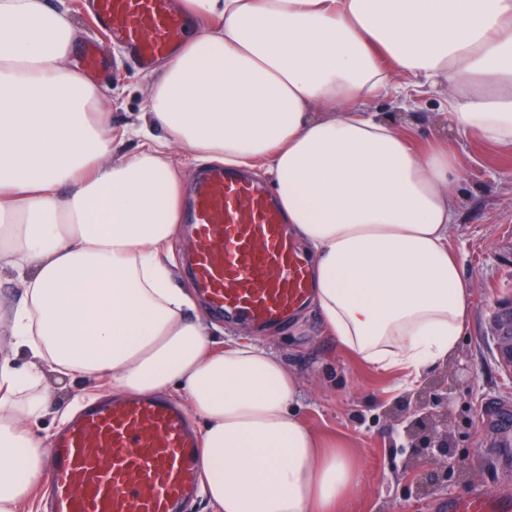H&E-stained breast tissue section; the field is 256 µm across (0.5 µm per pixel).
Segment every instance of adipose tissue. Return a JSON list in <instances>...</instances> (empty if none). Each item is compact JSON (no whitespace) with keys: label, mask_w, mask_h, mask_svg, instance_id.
<instances>
[{"label":"adipose tissue","mask_w":512,"mask_h":512,"mask_svg":"<svg viewBox=\"0 0 512 512\" xmlns=\"http://www.w3.org/2000/svg\"><path fill=\"white\" fill-rule=\"evenodd\" d=\"M176 8L210 24L148 75L145 120L122 131L139 149L116 162L106 95L71 63L69 14L0 0V269L22 292L0 325V512H23L46 471L32 426L51 403L48 367L118 396L184 397L214 512H343L358 462L300 419L299 378L263 344L216 346L198 299L172 283L185 161L263 171L339 348L414 381L465 331L472 287L448 247L465 159L417 151L411 129L359 104L405 110L444 85L457 134L512 145V0Z\"/></svg>","instance_id":"1"}]
</instances>
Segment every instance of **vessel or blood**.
Instances as JSON below:
<instances>
[{
  "label": "vessel or blood",
  "instance_id": "b4317fda",
  "mask_svg": "<svg viewBox=\"0 0 512 512\" xmlns=\"http://www.w3.org/2000/svg\"><path fill=\"white\" fill-rule=\"evenodd\" d=\"M91 15L144 67L172 53L184 27L171 0H92ZM188 221L192 280L216 313L264 328L309 301V262L264 185L210 168ZM486 414L499 450H512V413L491 400ZM196 455L185 415L161 397L89 403L49 449L50 512H182L197 490ZM444 512H512V493L470 488Z\"/></svg>",
  "mask_w": 512,
  "mask_h": 512
}]
</instances>
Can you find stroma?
Instances as JSON below:
<instances>
[{"label":"stroma","instance_id":"1","mask_svg":"<svg viewBox=\"0 0 512 512\" xmlns=\"http://www.w3.org/2000/svg\"><path fill=\"white\" fill-rule=\"evenodd\" d=\"M48 2L67 9L82 29L84 43L95 44L104 57L113 60L102 87L109 99L113 129L121 131L146 107L141 69L119 56L111 40L90 22L82 0ZM447 93L442 87L419 97L405 113L385 97L362 103L365 110L381 113L397 126L415 129L416 149L424 151L443 142L468 158L451 185L459 210L449 247L472 286L473 303L457 352L425 368L421 376L425 382L448 379L452 421L448 445L458 465L449 469L446 483L430 494L417 491L422 474L409 464V452L403 449L394 425L398 403L413 392L404 372L377 370L339 349L324 335L312 305L301 307L284 325L259 331L212 314L210 306L202 308L218 327V339L251 336L282 355L289 370L304 383L298 412L307 425L320 436L339 438L361 459L356 490L345 512H440V502L472 485L512 492V455L504 457L496 451V430L481 416L484 402L490 399L512 406V365L501 363L496 335L501 311H512V145L488 146L460 138L439 107ZM45 384L53 403L35 432L46 444L60 430L62 416L73 411L76 395L87 391L98 401L112 397L108 387L89 389L76 376L50 372Z\"/></svg>","mask_w":512,"mask_h":512}]
</instances>
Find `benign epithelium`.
<instances>
[{"label":"benign epithelium","mask_w":512,"mask_h":512,"mask_svg":"<svg viewBox=\"0 0 512 512\" xmlns=\"http://www.w3.org/2000/svg\"><path fill=\"white\" fill-rule=\"evenodd\" d=\"M409 459L430 465L437 483L448 477V393L417 392L414 408H406L398 419Z\"/></svg>","instance_id":"benign-epithelium-1"}]
</instances>
